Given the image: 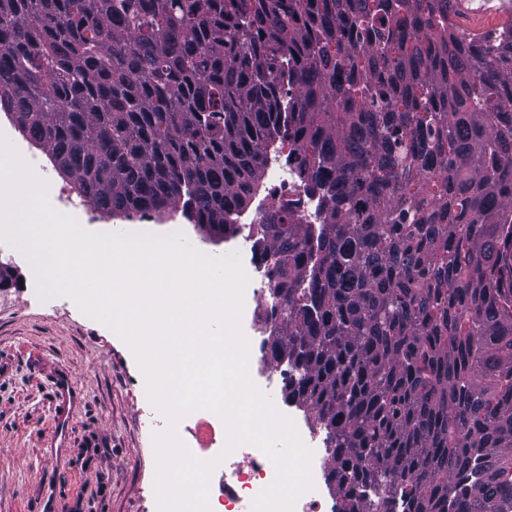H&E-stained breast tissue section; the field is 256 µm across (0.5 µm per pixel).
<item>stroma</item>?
Listing matches in <instances>:
<instances>
[{
	"label": "stroma",
	"mask_w": 512,
	"mask_h": 512,
	"mask_svg": "<svg viewBox=\"0 0 512 512\" xmlns=\"http://www.w3.org/2000/svg\"><path fill=\"white\" fill-rule=\"evenodd\" d=\"M71 212L94 233H182L220 256L231 238L207 237L182 213L143 221L108 217L82 203ZM26 260L0 287V512H155V433L194 426L196 413L170 425L150 401L130 346L85 316L68 297L40 298ZM71 380L66 441H54L57 379Z\"/></svg>",
	"instance_id": "1"
}]
</instances>
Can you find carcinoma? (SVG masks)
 Returning a JSON list of instances; mask_svg holds the SVG:
<instances>
[{"label": "carcinoma", "mask_w": 512, "mask_h": 512, "mask_svg": "<svg viewBox=\"0 0 512 512\" xmlns=\"http://www.w3.org/2000/svg\"><path fill=\"white\" fill-rule=\"evenodd\" d=\"M456 0H0V111L101 214L210 236L268 146L320 223L263 220L283 401L338 512H512V26ZM288 418H290V417H288ZM291 420L294 422V425L296 427V430L298 432V435H299L301 441L308 448L313 447V446H311L312 444L321 445V446H319L320 448H309V449H311V451H312L311 467L323 468V465H324V463L328 457V454H329L327 448H325L323 436L318 432H314V431L310 430L309 427H308V435H303L299 431V429L296 425V422L293 419H291Z\"/></svg>", "instance_id": "obj_1"}]
</instances>
